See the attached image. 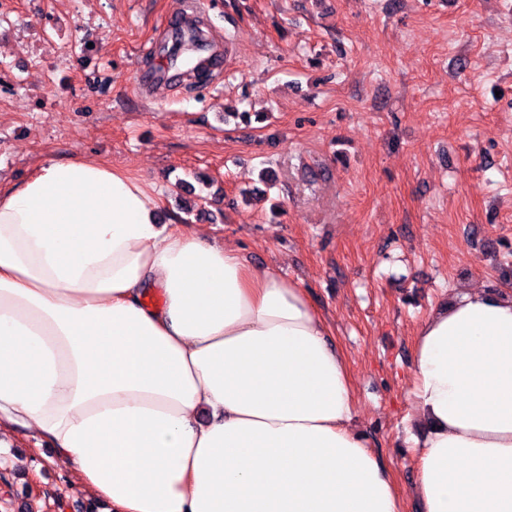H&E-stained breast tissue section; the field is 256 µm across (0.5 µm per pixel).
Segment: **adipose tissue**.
I'll return each mask as SVG.
<instances>
[{"label": "adipose tissue", "instance_id": "ef3b65f1", "mask_svg": "<svg viewBox=\"0 0 512 512\" xmlns=\"http://www.w3.org/2000/svg\"><path fill=\"white\" fill-rule=\"evenodd\" d=\"M159 206L88 159L0 188V424L103 512H400L304 288ZM412 376L423 512H512V291L431 311Z\"/></svg>", "mask_w": 512, "mask_h": 512}]
</instances>
